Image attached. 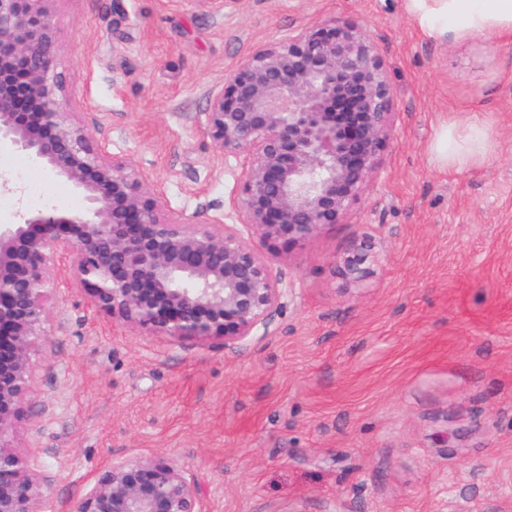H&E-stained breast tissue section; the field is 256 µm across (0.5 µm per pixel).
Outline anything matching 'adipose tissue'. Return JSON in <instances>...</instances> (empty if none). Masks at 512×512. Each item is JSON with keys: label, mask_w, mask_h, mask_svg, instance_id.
Returning a JSON list of instances; mask_svg holds the SVG:
<instances>
[{"label": "adipose tissue", "mask_w": 512, "mask_h": 512, "mask_svg": "<svg viewBox=\"0 0 512 512\" xmlns=\"http://www.w3.org/2000/svg\"><path fill=\"white\" fill-rule=\"evenodd\" d=\"M410 21L425 35L493 32L512 35V0H404ZM490 134L481 124L443 123L435 133L431 153L445 167L467 168L486 158Z\"/></svg>", "instance_id": "ef3b65f1"}]
</instances>
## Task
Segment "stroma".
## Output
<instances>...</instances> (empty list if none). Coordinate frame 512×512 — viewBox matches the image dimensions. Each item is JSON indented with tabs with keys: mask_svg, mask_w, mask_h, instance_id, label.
Wrapping results in <instances>:
<instances>
[{
	"mask_svg": "<svg viewBox=\"0 0 512 512\" xmlns=\"http://www.w3.org/2000/svg\"><path fill=\"white\" fill-rule=\"evenodd\" d=\"M48 7L72 119L201 222L234 221L242 161L215 151L202 120L252 46L353 20L386 60L395 117L383 171L345 223L272 256L296 300L267 335L178 344L113 322L83 292L56 294L14 438L42 512H77L117 456L183 466L208 512H512V38H425L403 0ZM472 120L490 133L487 158L437 165L438 127ZM35 193L86 206L0 144V222ZM364 232L385 250L351 289L334 259Z\"/></svg>",
	"mask_w": 512,
	"mask_h": 512,
	"instance_id": "obj_1",
	"label": "stroma"
}]
</instances>
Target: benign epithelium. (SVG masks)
Returning a JSON list of instances; mask_svg holds the SVG:
<instances>
[{
  "instance_id": "1",
  "label": "benign epithelium",
  "mask_w": 512,
  "mask_h": 512,
  "mask_svg": "<svg viewBox=\"0 0 512 512\" xmlns=\"http://www.w3.org/2000/svg\"><path fill=\"white\" fill-rule=\"evenodd\" d=\"M48 0H0V142L27 154L86 201L81 214L26 211L0 225V512H42L11 436L36 391L31 354L45 341L47 299L61 286L144 336L242 345L269 333L295 298L265 250L303 246L340 224L380 175L394 93L377 44L333 20L256 45L210 93L214 149L244 160L230 203L239 225L165 208L146 175L70 122L53 68ZM375 240L335 260L349 285L374 274ZM78 512H206L188 471L119 457Z\"/></svg>"
}]
</instances>
